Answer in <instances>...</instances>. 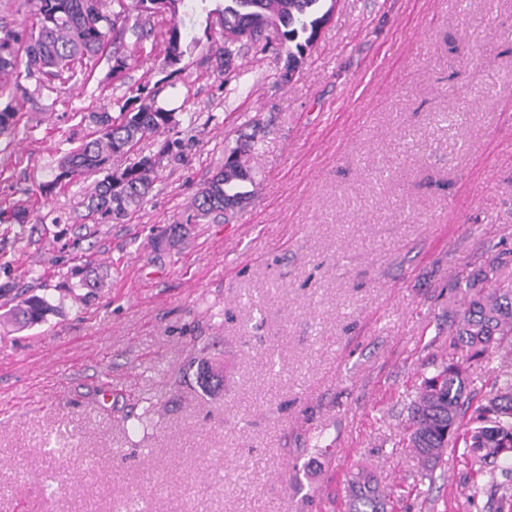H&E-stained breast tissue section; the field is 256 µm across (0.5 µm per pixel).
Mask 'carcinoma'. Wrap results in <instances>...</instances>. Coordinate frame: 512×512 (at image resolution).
<instances>
[{
    "mask_svg": "<svg viewBox=\"0 0 512 512\" xmlns=\"http://www.w3.org/2000/svg\"><path fill=\"white\" fill-rule=\"evenodd\" d=\"M324 0H220L208 12L219 26L218 37L204 60L218 76L241 69L239 60L253 50L265 54L275 45L288 44L286 69L297 70L306 51L316 42L320 27L332 9ZM183 0H135L136 14L125 0H7L0 7V138L19 126L18 94H27V83L56 89L71 82L90 81L82 73L85 58L101 56L111 63L115 79L121 78L127 60L121 52L126 38L140 48L154 36L155 21L169 22L165 33L163 65L172 67L184 56L179 7ZM27 11L29 20L19 23L14 15ZM159 89L144 84L136 95L116 97L92 113L96 130L63 156L58 173L49 182L55 186L73 176L103 173L88 196L81 219L93 224L102 219L117 223L128 217L153 188L157 161L137 155L123 168L112 167V156L134 152L137 144L177 124L176 109L158 101ZM235 145H224V162L194 195L185 224L204 220L219 223L250 203L253 161L261 140L260 122L244 124ZM28 207H0V224H25ZM512 251L494 254L476 273L459 274L448 288V317L454 336L450 352L426 378L407 406L409 425L406 447L421 462L422 478H432L448 449L463 447L470 468L491 478L496 512H512V370L494 383L475 409V427L463 421L470 409L468 370L481 362L489 348L512 337ZM4 314L24 328L41 323L54 306L44 296H25ZM197 366L199 384L209 389L223 382V375L207 362L191 359ZM503 476L500 482L497 476ZM348 512H387V498L374 477L359 471L347 479Z\"/></svg>",
    "mask_w": 512,
    "mask_h": 512,
    "instance_id": "cac0c4a2",
    "label": "carcinoma"
}]
</instances>
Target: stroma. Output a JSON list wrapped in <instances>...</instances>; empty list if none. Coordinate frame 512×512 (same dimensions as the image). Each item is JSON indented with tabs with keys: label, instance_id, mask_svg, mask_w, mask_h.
I'll list each match as a JSON object with an SVG mask.
<instances>
[{
	"label": "stroma",
	"instance_id": "1",
	"mask_svg": "<svg viewBox=\"0 0 512 512\" xmlns=\"http://www.w3.org/2000/svg\"><path fill=\"white\" fill-rule=\"evenodd\" d=\"M180 17L196 47L179 64L130 47L115 81L87 58L92 82L33 92L0 153V203L39 198L0 224V287L54 306L0 325V512H347L361 469L388 512H494L459 453L426 481L404 437L448 353L451 280L512 249V0H337L288 81L283 47L221 82L201 0ZM156 82L179 123L138 150L176 155L123 223L80 230L98 174L42 184L89 113ZM252 118L259 193L229 222L183 223ZM194 354L223 366L219 392ZM509 368L512 345L490 348L471 391Z\"/></svg>",
	"mask_w": 512,
	"mask_h": 512
}]
</instances>
